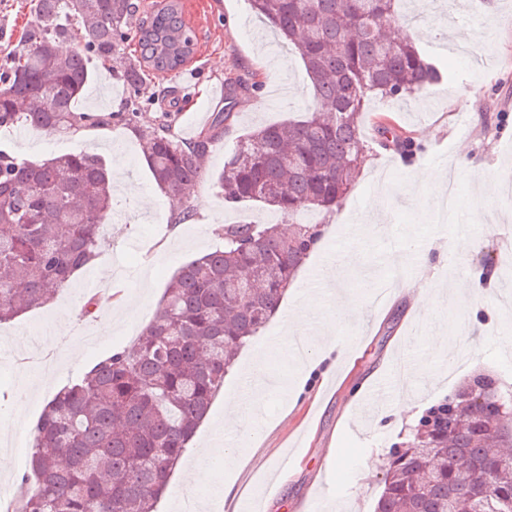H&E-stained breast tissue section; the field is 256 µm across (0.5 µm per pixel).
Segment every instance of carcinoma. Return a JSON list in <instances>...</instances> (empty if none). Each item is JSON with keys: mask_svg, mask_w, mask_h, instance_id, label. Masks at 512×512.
<instances>
[{"mask_svg": "<svg viewBox=\"0 0 512 512\" xmlns=\"http://www.w3.org/2000/svg\"><path fill=\"white\" fill-rule=\"evenodd\" d=\"M271 30L297 43L314 91L308 114L246 134L216 183L228 203L259 202L288 223L307 209L338 208L366 159L361 116L376 97L403 98L441 78L410 39L385 25L401 0H249ZM135 0H35L36 22L1 64L0 128L25 124L75 133L91 116L76 101L88 60L123 43L140 52L126 72L131 122L145 72H173L193 56L195 30L180 0L144 20ZM64 43L72 44L62 51ZM230 112L199 139L181 142L164 120L141 133L153 179L186 198ZM112 210V175L86 152L41 162L0 150V323L49 304L98 257ZM319 240L313 224L224 227V246L195 258L169 282L135 350L114 352L46 404L30 471L11 512H155L158 498L224 384L237 351L279 310L297 269ZM512 411V392L478 375L390 459L374 512H512V418L473 407L471 386Z\"/></svg>", "mask_w": 512, "mask_h": 512, "instance_id": "carcinoma-1", "label": "carcinoma"}]
</instances>
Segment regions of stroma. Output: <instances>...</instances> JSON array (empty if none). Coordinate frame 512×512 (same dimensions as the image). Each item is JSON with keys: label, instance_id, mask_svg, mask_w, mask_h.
I'll list each match as a JSON object with an SVG mask.
<instances>
[{"label": "stroma", "instance_id": "1", "mask_svg": "<svg viewBox=\"0 0 512 512\" xmlns=\"http://www.w3.org/2000/svg\"><path fill=\"white\" fill-rule=\"evenodd\" d=\"M184 17L197 33L196 53L184 73L150 74L141 90L135 124L118 120L130 106L121 74L134 57L119 47L92 67L93 83L110 89L106 106L91 97L78 111L105 117L104 125L72 137L48 136L15 126L0 129V149L22 160H42L87 150L115 169L112 215L104 233L109 245L47 306L0 325V503L11 500L29 468L30 438L45 404L79 380L99 359L136 344L154 318L174 272L216 248L225 222L274 224L265 206L226 209L215 183L224 159L250 128L302 119L313 90L296 45L275 39L252 13L249 0H182ZM34 19V0H0V59L19 45ZM417 46L448 71L440 92L421 99L369 104L362 133L368 157L336 212L319 218L320 240L296 272L282 312L294 311L324 270L341 271L337 291L354 306L335 319L327 304L320 323L306 325L310 350L323 344L320 324L335 327L338 359L332 372L317 368L300 382L299 360L278 319L237 355L224 386L242 395L243 423L234 474L237 496L224 512H374L391 448L403 442L427 409L485 373L512 384V312L496 296L472 308L441 296L427 310L414 303L421 284H451L500 266L512 240L498 228L512 226V0H439L422 9L419 22L402 20ZM268 59L275 82L262 80L256 56ZM252 84L234 105L224 100V82ZM231 107L233 118L210 148L206 174L194 188V217L177 223L169 198L160 194L143 160L139 134L170 113L176 133L195 139L215 113ZM398 130L415 142L413 159L395 146H381L379 127ZM446 170L458 188L447 223H437L438 197L415 188L409 165ZM483 223H471L473 211ZM95 299L96 311L83 306ZM445 345L433 347L435 337ZM268 356L271 387L261 405L247 400L240 373L255 352ZM213 427L199 428L159 500L156 512H194L214 489L192 482L198 451L223 438L224 400L212 405ZM293 456L287 483L277 480L280 462ZM377 460L367 470L368 460Z\"/></svg>", "mask_w": 512, "mask_h": 512}]
</instances>
